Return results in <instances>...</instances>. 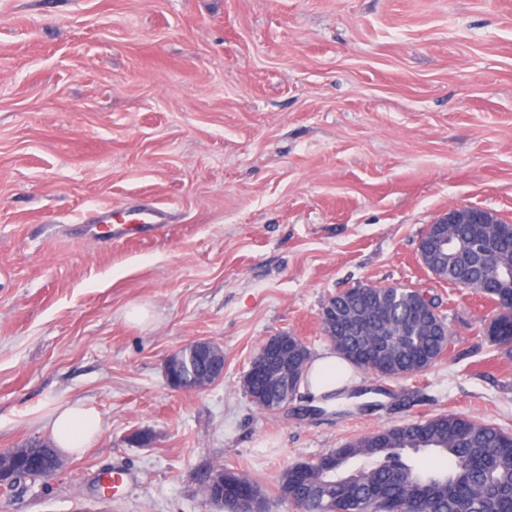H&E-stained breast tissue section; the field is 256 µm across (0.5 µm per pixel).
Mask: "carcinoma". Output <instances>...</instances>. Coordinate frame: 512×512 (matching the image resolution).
I'll use <instances>...</instances> for the list:
<instances>
[{"instance_id":"obj_1","label":"carcinoma","mask_w":512,"mask_h":512,"mask_svg":"<svg viewBox=\"0 0 512 512\" xmlns=\"http://www.w3.org/2000/svg\"><path fill=\"white\" fill-rule=\"evenodd\" d=\"M457 245L443 248L432 272L457 288L485 298H512V233L499 224H452ZM435 298L420 290L363 285L332 297L322 309V330L336 354L381 377L417 374L450 346L451 335ZM485 336L493 345H512V311L489 319ZM306 366L295 370L289 389L275 384L280 367L250 369L242 387L261 410L288 405ZM428 453L433 465L421 468L415 455ZM30 456L65 460L53 441L27 442L0 469L32 474L20 460ZM224 471L261 502L262 488L241 472ZM278 494L303 512H512V433L456 415L382 428L314 460L286 468ZM248 502L224 493V512H247Z\"/></svg>"}]
</instances>
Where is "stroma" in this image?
<instances>
[{"mask_svg":"<svg viewBox=\"0 0 512 512\" xmlns=\"http://www.w3.org/2000/svg\"><path fill=\"white\" fill-rule=\"evenodd\" d=\"M160 210L141 239L101 211ZM512 222V0H0V450L50 437L81 403L83 453L0 496V512H214L216 465L264 489L384 427L443 414L512 432V349L494 305L435 279L418 244L448 209ZM434 296L451 333L427 370L319 408L261 411L241 388L260 345L331 350L320 316L361 285ZM198 338L224 377L178 392L164 364ZM143 433L140 441L132 433ZM512 311L495 314L489 319L485 336L493 345H512V333L510 332V320ZM50 425L58 450L68 454L82 452L100 431L97 413L79 403L54 409Z\"/></svg>","mask_w":512,"mask_h":512,"instance_id":"stroma-1","label":"stroma"}]
</instances>
